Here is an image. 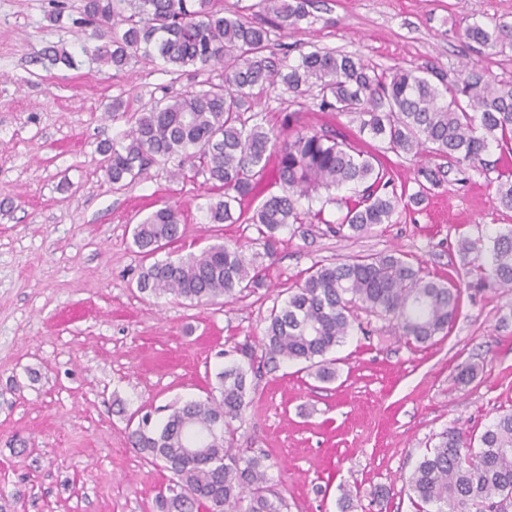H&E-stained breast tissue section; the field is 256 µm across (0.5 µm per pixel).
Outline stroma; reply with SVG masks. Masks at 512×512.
Instances as JSON below:
<instances>
[{
  "mask_svg": "<svg viewBox=\"0 0 512 512\" xmlns=\"http://www.w3.org/2000/svg\"><path fill=\"white\" fill-rule=\"evenodd\" d=\"M82 5L0 0V512H157L170 474L131 447L129 416L150 413L158 426L168 405L205 399L235 346L258 343L278 295L307 269L397 250L444 277L462 268L459 236L512 229V211L496 205V170L448 158L432 185L421 160L390 153L396 188L423 193L426 206L344 238L326 227L339 216L329 204L325 223L279 232L275 256L262 261L264 288L225 304L143 298L132 229L161 207L182 213L172 256L217 237L252 253L262 245L253 225L209 222L206 205L220 194L203 176L173 179L155 165L112 188L99 148L127 128L113 100L139 112L221 72L99 68L82 51ZM308 10L296 33L271 32L288 63L315 46L380 73L431 67L459 79L468 63L512 82V45L487 51L459 36L473 22L512 24V0H310ZM52 44L66 46L75 68L43 59ZM256 110L284 138L292 112L308 131H358L351 116L281 87ZM357 321L332 353L335 381L297 362L262 365L234 424L235 447L267 457V486L288 512H416L408 481L437 434L454 425L478 434L512 411V291L462 295L449 333L426 346L388 318L361 311ZM465 363L478 367L466 385L456 379Z\"/></svg>",
  "mask_w": 512,
  "mask_h": 512,
  "instance_id": "1",
  "label": "stroma"
}]
</instances>
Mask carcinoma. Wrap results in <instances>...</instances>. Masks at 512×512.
Here are the masks:
<instances>
[{
  "label": "carcinoma",
  "instance_id": "1",
  "mask_svg": "<svg viewBox=\"0 0 512 512\" xmlns=\"http://www.w3.org/2000/svg\"><path fill=\"white\" fill-rule=\"evenodd\" d=\"M305 3L260 0L277 27L290 31L307 16ZM83 10L89 24L107 27L96 45L85 48L96 63L117 71L158 61L173 72L224 70L220 82L165 95L142 112L112 102V119L129 124L102 149V170L117 188L154 165L173 166L176 178L187 169L201 173L211 189L223 192L207 204L210 223L255 225L271 258L283 228L327 223L312 207L320 188L362 187L355 200L329 199L341 211L334 232L348 238L390 224L399 206L418 203L419 195L390 189L380 155L454 157L482 171L494 145L500 151L497 204L512 210V168L505 165L512 157L510 83L476 71L450 81L419 68L379 74L352 55L315 47L290 65L275 52L269 29L224 10V0H85ZM463 36L493 50L512 42V26L475 23ZM44 55L53 66H75L63 45L47 47ZM280 85L296 96L317 89L320 111L354 116L370 142L361 147L325 131L278 140L258 122L254 105L257 95ZM273 154L281 191L265 196L261 184ZM259 196L253 211L241 209L244 200ZM180 216L178 208L165 206L135 225L133 243L150 260L137 279L140 292L216 304L264 286L262 270L237 244L218 241L197 254L157 259L180 237ZM457 250L468 262L464 277L472 295L512 289V229L461 236ZM285 293L266 317L261 354L274 364L303 362L322 382L336 378L327 355L354 329V309L395 320L403 336L424 345L453 325L461 297L453 276L434 279L397 253L315 264ZM236 353L241 360L216 373L205 399L171 406L160 427L146 413L129 432L135 450L172 474L167 492L156 497L159 512H287L285 499L266 487V458L233 448V422L251 403L248 375L258 373L255 347L246 342ZM437 438L409 480L419 512H512V412L500 414L476 439L455 426Z\"/></svg>",
  "mask_w": 512,
  "mask_h": 512
}]
</instances>
